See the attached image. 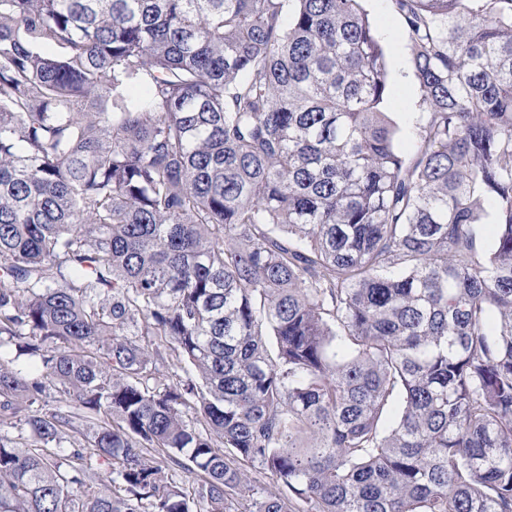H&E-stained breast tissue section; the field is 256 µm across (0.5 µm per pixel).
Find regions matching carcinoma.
I'll return each instance as SVG.
<instances>
[{
	"label": "carcinoma",
	"instance_id": "obj_1",
	"mask_svg": "<svg viewBox=\"0 0 512 512\" xmlns=\"http://www.w3.org/2000/svg\"><path fill=\"white\" fill-rule=\"evenodd\" d=\"M390 2L408 155L361 0H0V512H512V0ZM362 5L386 53L391 84L388 112L399 129L398 146L408 152L415 141V124L420 112L419 92L412 76L408 40L403 33L401 20L389 0H363Z\"/></svg>",
	"mask_w": 512,
	"mask_h": 512
}]
</instances>
